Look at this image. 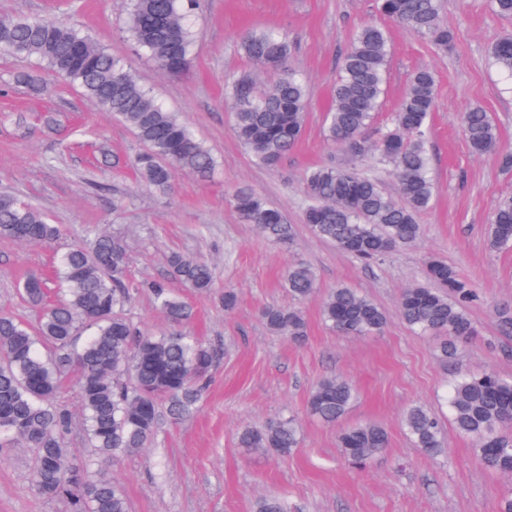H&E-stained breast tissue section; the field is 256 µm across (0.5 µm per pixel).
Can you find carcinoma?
Returning <instances> with one entry per match:
<instances>
[{"mask_svg": "<svg viewBox=\"0 0 512 512\" xmlns=\"http://www.w3.org/2000/svg\"><path fill=\"white\" fill-rule=\"evenodd\" d=\"M199 6L200 0H130L126 31L160 72L179 75L191 63L195 34L189 20ZM378 10L439 50L448 49L453 39L441 21L440 0H378ZM240 47L259 71L245 72L231 83L236 134L254 163L275 167L302 136L307 86L289 66L293 46L280 31L252 28L241 37ZM0 51L45 64L128 126L143 146L132 167L154 189L168 191L179 171L202 179L213 173V156L187 123L79 29L44 18L0 17ZM488 53L512 74V37L495 41ZM389 54L383 27L367 23L355 31L325 116L328 140L353 162L327 163L302 177L308 199L303 223L361 262L379 260L414 242L418 216L434 195L426 148L436 106L432 70L421 68L411 75L390 124L379 129L374 141L366 138L385 95ZM462 122L474 153L496 148L497 127L487 112L473 108ZM371 153L389 166L397 194L359 169L358 163ZM231 202L242 223L255 225L281 245L292 240V225L254 190L236 189ZM57 236V226L41 211L14 195L0 194L1 240L48 244ZM89 236L88 245H73L58 257L53 280L60 298L37 326L0 315V438L28 449L31 487L38 496L65 501L69 512H130L124 489L107 476L109 463L147 447L156 430L159 401H167L174 419L189 417L222 352L183 332L142 334L127 313L132 292L126 243L97 227L89 229ZM489 243L494 249L512 247L511 196L495 207ZM168 264L172 276L195 291L213 288L208 262L175 253ZM425 276L428 284L403 292L399 312L410 328L443 337L441 357L450 358L457 344L475 334L467 306L476 294L443 260L428 261ZM286 286L294 298L307 299L317 289L315 274L297 263L288 270ZM141 287L150 290L172 324L191 319L189 306L166 283L152 280ZM47 292L48 281L39 275L19 288L21 297L34 305ZM321 314L326 325L345 336H374L386 323L371 299L343 285L329 290ZM262 319L269 330L293 341L307 334L306 322L294 308L267 306ZM68 379L78 388L88 455L69 448L73 415L54 401ZM353 398L349 382L325 378L310 393L307 411L334 424ZM448 404L455 428L471 438L484 466L512 475V380L493 372L463 376L454 383ZM404 425L417 447L432 455L441 452V424L426 409L411 407ZM239 445L286 456L298 445V430L293 420L280 419L243 430ZM339 445L350 461L361 465L387 447L388 434L375 423H359L342 430ZM253 512L290 508L287 500L269 496L257 500Z\"/></svg>", "mask_w": 512, "mask_h": 512, "instance_id": "carcinoma-1", "label": "carcinoma"}]
</instances>
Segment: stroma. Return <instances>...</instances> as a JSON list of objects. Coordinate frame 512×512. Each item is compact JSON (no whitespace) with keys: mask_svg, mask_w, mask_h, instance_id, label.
Wrapping results in <instances>:
<instances>
[{"mask_svg":"<svg viewBox=\"0 0 512 512\" xmlns=\"http://www.w3.org/2000/svg\"><path fill=\"white\" fill-rule=\"evenodd\" d=\"M441 18L454 35L448 51L389 25L386 94L377 125L399 104L411 73L433 71L436 107L428 150L434 198L419 217L420 236L380 261H357L317 238L302 221V176L313 166L350 157L326 141L323 116L331 102L339 56L355 27L382 22L377 0H203L194 18L198 38L183 74L160 73L126 32L127 0H0V17L55 18L72 23L120 58L169 109L180 113L218 162L214 178L178 174L168 192L136 182L128 161L141 149L131 130L90 101L77 86L33 63L0 52V191L21 197L49 215L61 235L55 247L0 240V312L37 322L40 308L22 302L24 277L46 270L55 249L84 240L99 226L122 237L134 287L131 314L142 332L169 331L144 280L168 282L194 311L187 329L222 345L197 412L172 419L160 409L150 445L109 468L131 512H252L265 496L284 497L292 512H496L512 494V477L488 470L473 442L451 422L445 403L461 373L493 371L512 379V249L488 242L496 202L512 196V171L499 157L512 152V79L492 65L488 48L512 37V19L497 17L488 0H441ZM272 25L294 47L291 67L308 87L302 142L273 169L255 166L234 133V111L224 83L252 65L238 51L250 27ZM486 110L497 126V151L475 156L461 126L471 108ZM252 187L282 211L294 228L281 246L230 204L234 190ZM127 203L114 209L113 197ZM210 262L215 284L197 293L170 276L171 254ZM456 268L477 294L469 306L474 338L450 359L440 337L422 335L402 320V291L424 281L428 258ZM315 273L319 292L300 308L304 343L270 332L265 306L292 305L282 286L289 266ZM355 288L385 313L376 336L336 334L320 318L324 292ZM238 303L225 311V290ZM349 381L356 398L342 423L310 416L306 401L325 377ZM413 405L443 424L445 452L431 455L406 434L402 419ZM282 417L294 418L299 443L288 457L244 451L240 432ZM383 425L387 448L365 466L349 463L338 445L342 426ZM0 512H67L31 490L24 449L0 447Z\"/></svg>","mask_w":512,"mask_h":512,"instance_id":"35a3bbf8","label":"stroma"}]
</instances>
